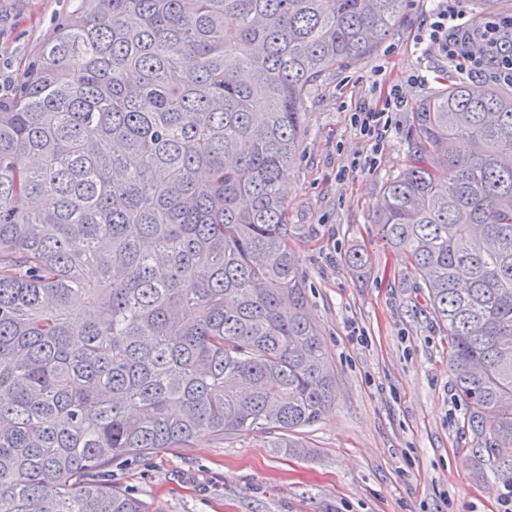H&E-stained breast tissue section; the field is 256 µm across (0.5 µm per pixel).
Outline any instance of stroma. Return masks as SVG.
Listing matches in <instances>:
<instances>
[{
  "label": "stroma",
  "instance_id": "obj_1",
  "mask_svg": "<svg viewBox=\"0 0 512 512\" xmlns=\"http://www.w3.org/2000/svg\"><path fill=\"white\" fill-rule=\"evenodd\" d=\"M79 0H0V96L18 92L45 40ZM430 0H405L369 56L308 89L297 158L284 171L289 243L310 317L336 369V402L284 454L273 434L204 438L113 462L112 481L150 512H503L512 486L470 465L472 437L425 289L379 240L373 215L408 162L409 115L458 71L416 43ZM405 104L373 139L353 123L391 89ZM371 258L365 276L344 263Z\"/></svg>",
  "mask_w": 512,
  "mask_h": 512
}]
</instances>
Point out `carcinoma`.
<instances>
[{"mask_svg": "<svg viewBox=\"0 0 512 512\" xmlns=\"http://www.w3.org/2000/svg\"><path fill=\"white\" fill-rule=\"evenodd\" d=\"M403 0H80L0 98V512H149L112 462L336 401L288 242L307 90ZM383 245L448 336L473 459L512 483V93L411 112ZM349 268L369 269L349 251Z\"/></svg>", "mask_w": 512, "mask_h": 512, "instance_id": "cac0c4a2", "label": "carcinoma"}]
</instances>
